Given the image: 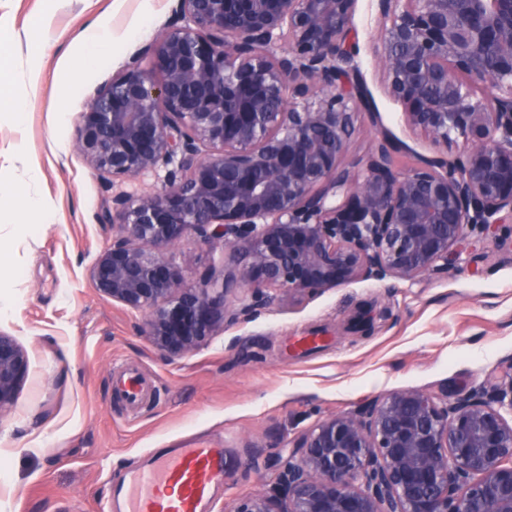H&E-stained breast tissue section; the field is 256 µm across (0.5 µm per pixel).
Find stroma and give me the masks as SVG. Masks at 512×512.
<instances>
[{
  "instance_id": "obj_1",
  "label": "stroma",
  "mask_w": 512,
  "mask_h": 512,
  "mask_svg": "<svg viewBox=\"0 0 512 512\" xmlns=\"http://www.w3.org/2000/svg\"><path fill=\"white\" fill-rule=\"evenodd\" d=\"M175 0H0V87L25 113L0 110V332L28 366L14 403L0 410V512H98L131 461L190 441L221 444L230 463L212 512L273 487L289 440L329 415L399 389L449 392L489 386L512 358V244L470 241L447 269L412 281L355 280L260 309L226 326L200 350L162 356L143 317L103 297L88 268L112 241L97 213L109 183L74 148L81 114L97 89L173 18ZM108 25L120 48L81 68L76 38ZM357 61L376 111L360 114L344 165L366 163L381 136L403 168L457 155L405 124L372 62L375 0H358ZM135 38H128V31ZM38 71L30 87V71ZM37 166L51 221L25 205L24 165ZM185 280L241 256L194 237ZM150 384L135 404L115 391L123 369Z\"/></svg>"
}]
</instances>
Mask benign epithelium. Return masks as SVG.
Segmentation results:
<instances>
[{
  "mask_svg": "<svg viewBox=\"0 0 512 512\" xmlns=\"http://www.w3.org/2000/svg\"><path fill=\"white\" fill-rule=\"evenodd\" d=\"M357 2L177 0L175 22L83 113L76 149L100 174L167 169L160 191L112 195L97 219L117 230L89 268L161 354L286 298L411 281L512 223V0H377L387 95L409 128L459 148L408 171L385 139L342 165L370 111L348 81ZM188 235L245 261L188 285L190 256L172 251ZM26 367L0 333V409ZM288 447L274 488L233 512H512V365L489 388L384 393Z\"/></svg>",
  "mask_w": 512,
  "mask_h": 512,
  "instance_id": "benign-epithelium-1",
  "label": "benign epithelium"
}]
</instances>
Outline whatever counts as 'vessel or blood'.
<instances>
[{
  "label": "vessel or blood",
  "mask_w": 512,
  "mask_h": 512,
  "mask_svg": "<svg viewBox=\"0 0 512 512\" xmlns=\"http://www.w3.org/2000/svg\"><path fill=\"white\" fill-rule=\"evenodd\" d=\"M228 466L222 448H161L128 467L108 497L109 512H209Z\"/></svg>",
  "instance_id": "vessel-or-blood-1"
}]
</instances>
